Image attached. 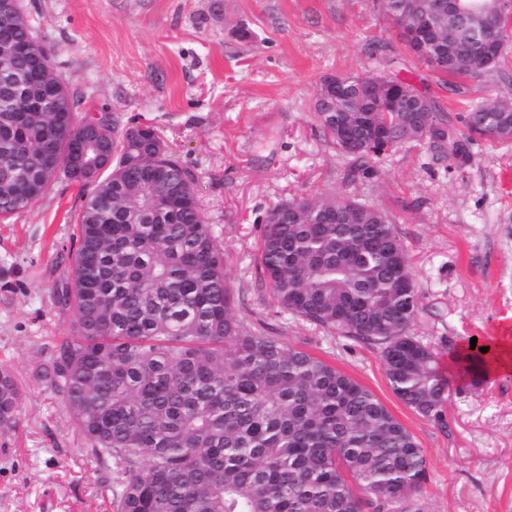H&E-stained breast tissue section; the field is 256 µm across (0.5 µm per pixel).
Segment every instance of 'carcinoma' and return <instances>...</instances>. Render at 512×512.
<instances>
[{"label":"carcinoma","instance_id":"1","mask_svg":"<svg viewBox=\"0 0 512 512\" xmlns=\"http://www.w3.org/2000/svg\"><path fill=\"white\" fill-rule=\"evenodd\" d=\"M0 24L14 40L36 41L21 0ZM475 5L473 22H440L437 72L474 75L495 67L475 40L491 24V3ZM395 27L405 0H378ZM32 61L13 58L14 94L0 95V215L38 198L51 180L45 156L65 161L82 124L66 93L60 125L51 103L22 108L33 90ZM368 73L343 76L341 90L317 88L315 119L325 139L350 158V176L367 159L406 142L405 126L381 112L362 87ZM377 116L384 138L361 121ZM469 135H512V102L471 108L460 117ZM352 126L360 148L337 136ZM427 145L458 157L465 140L444 112H434ZM115 159L79 214L72 277L52 289L74 310L70 334L57 344L41 376L64 398L92 453L121 475L118 512H397L422 492L427 461L411 433L366 387L305 351L262 335L232 311L234 290L224 249L199 206L195 179L157 140L139 150L138 129L107 127ZM293 218H267L261 272L278 305L326 331L382 355L395 395L424 417L443 420L449 382L435 350L414 336L421 308L405 246L384 211L355 199L290 198ZM345 207L357 222L318 223ZM460 374L477 376L488 361L465 349ZM20 387L0 367V428L11 429Z\"/></svg>","mask_w":512,"mask_h":512}]
</instances>
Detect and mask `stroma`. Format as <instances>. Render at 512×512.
Segmentation results:
<instances>
[{
    "label": "stroma",
    "mask_w": 512,
    "mask_h": 512,
    "mask_svg": "<svg viewBox=\"0 0 512 512\" xmlns=\"http://www.w3.org/2000/svg\"><path fill=\"white\" fill-rule=\"evenodd\" d=\"M22 3L78 117L150 125L193 173L234 313L367 387L415 437L428 474L407 512H512V370L452 390L436 423L395 396L377 349L283 311L260 280L258 251L277 204L350 195L392 217L422 294L414 331L440 356L512 335V140L478 138L445 159L407 143L369 158L370 176L351 183L314 120L324 77L368 68L451 116L512 94V40L493 69L447 78L407 51L373 0ZM89 192L59 174L0 217V366L23 388L16 427L0 430V512H116L111 462L94 458L39 374L74 319L52 290L72 275Z\"/></svg>",
    "instance_id": "1"
}]
</instances>
